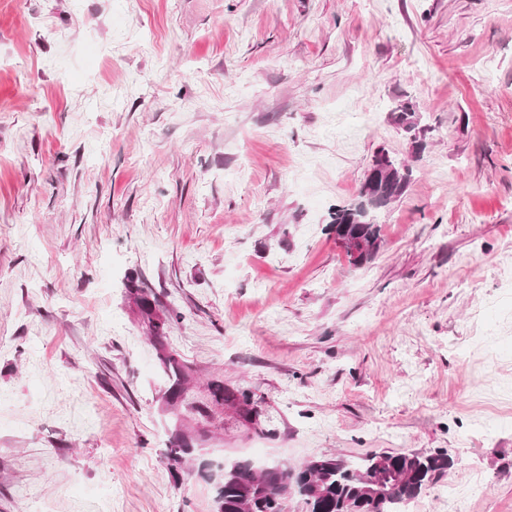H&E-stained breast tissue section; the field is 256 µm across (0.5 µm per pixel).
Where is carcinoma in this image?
I'll use <instances>...</instances> for the list:
<instances>
[{"instance_id": "1", "label": "carcinoma", "mask_w": 512, "mask_h": 512, "mask_svg": "<svg viewBox=\"0 0 512 512\" xmlns=\"http://www.w3.org/2000/svg\"><path fill=\"white\" fill-rule=\"evenodd\" d=\"M390 120L405 133L416 132L412 140L415 154L426 149L424 129L419 127V116L413 105L403 103L390 112ZM377 154L384 156L388 172L386 182L369 185L364 181L358 199L332 214L331 224L336 233L358 234L365 238L370 249L361 256L358 265L371 261L380 247L376 217L379 211L399 199L409 186L413 171L381 148ZM139 308L151 324V332L159 350V360L171 384L167 390V403L171 406L185 400L188 391L187 366L175 355L165 351L164 338L169 318L155 313V304L147 296L139 300ZM211 401L215 405L238 408L243 418L250 409L244 407L247 397L213 382L209 386ZM194 452V445L184 436L176 438L171 449L172 460L178 464L184 456ZM387 461L398 471L408 475L401 483L387 487L382 500L372 504L366 495V479L374 475L381 462ZM451 466L445 453H381L370 454L358 461L340 456H323L299 468L275 464L254 470L246 461L222 465L211 476L216 484V512H283L284 495L296 487L298 480L309 482L311 494L304 497L309 512H402V506L416 498L422 489Z\"/></svg>"}]
</instances>
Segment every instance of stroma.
Returning <instances> with one entry per match:
<instances>
[{
    "label": "stroma",
    "mask_w": 512,
    "mask_h": 512,
    "mask_svg": "<svg viewBox=\"0 0 512 512\" xmlns=\"http://www.w3.org/2000/svg\"><path fill=\"white\" fill-rule=\"evenodd\" d=\"M382 147L413 177L355 267L330 214ZM383 452L453 462L404 512H512V0H0V512ZM390 120L392 124L408 135L412 131H417L411 141L413 150L418 155L425 151V130L419 127V116L410 102L403 103L390 112ZM139 308L151 324V332L154 336L155 344L159 350V360L164 371L168 375L171 384L167 390V403L175 406L184 401L188 391V367L182 363L175 355L165 351L164 338L169 326L170 318H163L155 313V304L148 296H142L139 300ZM209 392L211 401L215 405H230L238 408L241 416L244 419H248L250 409L245 408L242 404L247 406V397L241 393L237 394L229 389L224 388V384L219 382H213L209 386Z\"/></svg>",
    "instance_id": "obj_1"
}]
</instances>
